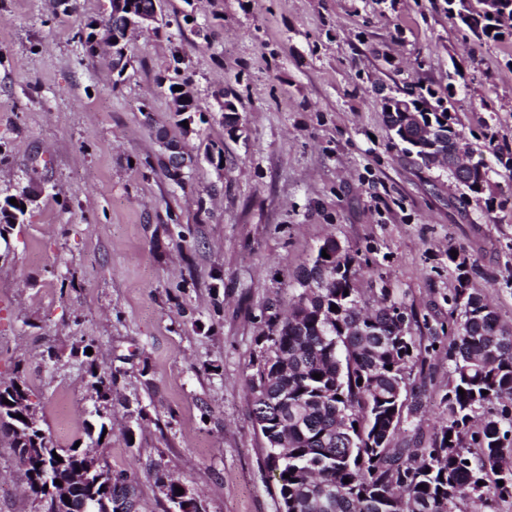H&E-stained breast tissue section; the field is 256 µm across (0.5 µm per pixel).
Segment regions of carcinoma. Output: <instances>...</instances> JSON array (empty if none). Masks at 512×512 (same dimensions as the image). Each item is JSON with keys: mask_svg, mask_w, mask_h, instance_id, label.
I'll use <instances>...</instances> for the list:
<instances>
[{"mask_svg": "<svg viewBox=\"0 0 512 512\" xmlns=\"http://www.w3.org/2000/svg\"><path fill=\"white\" fill-rule=\"evenodd\" d=\"M448 12L477 39L501 40L505 32L496 18L473 10L472 0H445ZM115 40L120 54L126 48L125 28L109 23L102 33L90 26L79 35L86 54L94 56L97 37ZM179 85L183 90L176 91ZM175 114L199 112L190 82L168 85ZM426 93H408L422 120L432 119L434 131L425 148L404 146L425 167L430 157L459 152L474 155L472 143L456 129L459 121L446 115L442 99L431 104ZM449 175L476 200L491 195L489 170L481 161L473 169ZM30 205L27 193L17 204L0 206V223L12 225ZM330 251L317 254L311 266L296 277L298 288L288 316L273 315L260 337V358L252 363L248 384L251 415L260 427L268 463L277 481L281 508L286 512H468L477 503L483 512L512 499V329L500 323L495 309L470 287L467 258L448 257L458 275L448 295L451 311L442 335L430 344L446 343L448 382L441 402L446 416L426 444L401 448L394 444L403 417L421 407V392L410 383L418 367V344L412 326L418 324L412 307L392 297L386 286L371 289L375 305L357 288V255L324 242ZM337 306L332 311L331 305ZM411 353H406V350ZM96 400L112 398V373L91 366ZM318 373L321 379L313 378ZM465 394H459V390ZM29 396L21 376L0 385V429L12 437L17 463L24 469L28 490L41 501L47 485L67 479L84 463V452L55 447L42 425L27 429L13 417L15 398ZM62 461H57V458ZM350 482L345 483L343 479ZM504 484H498V481ZM111 485L112 512L139 499L138 488L120 471L102 478ZM425 488H419V485ZM85 490L69 501L59 500L51 512H81Z\"/></svg>", "mask_w": 512, "mask_h": 512, "instance_id": "carcinoma-1", "label": "carcinoma"}]
</instances>
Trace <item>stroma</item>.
<instances>
[{
    "label": "stroma",
    "mask_w": 512,
    "mask_h": 512,
    "mask_svg": "<svg viewBox=\"0 0 512 512\" xmlns=\"http://www.w3.org/2000/svg\"><path fill=\"white\" fill-rule=\"evenodd\" d=\"M104 3L0 0V204L42 188L0 239V381L23 374L68 449L91 446L89 366L111 372L93 448L134 475L140 512H165L158 473L200 512H279L246 377L326 238L358 253L360 288L384 279L427 319L421 336L448 320L452 249L512 326V170L484 151L495 201L466 200L403 153L382 111L417 82L450 84L464 136L483 118L512 144V39L480 43L444 0H167L172 26L130 40L120 75L77 36ZM177 75L207 108L183 142L181 187L159 137L179 133ZM221 89L239 99L241 136L224 128ZM212 141L223 165L203 157ZM423 368L399 446L428 441L443 414L444 351ZM0 512H41L1 440Z\"/></svg>",
    "instance_id": "stroma-1"
}]
</instances>
